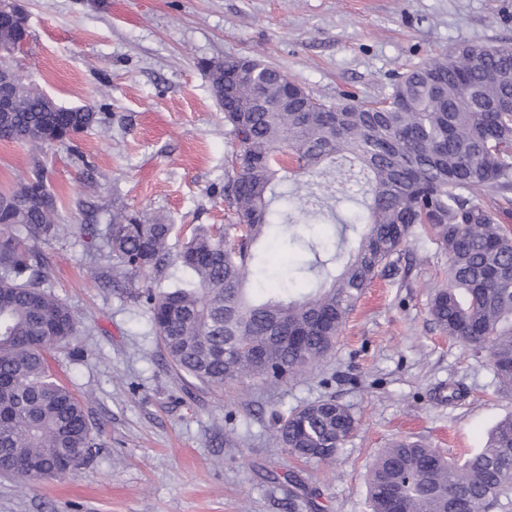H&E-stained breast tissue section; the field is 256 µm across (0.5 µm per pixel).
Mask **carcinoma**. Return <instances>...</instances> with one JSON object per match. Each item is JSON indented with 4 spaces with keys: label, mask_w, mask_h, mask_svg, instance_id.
Instances as JSON below:
<instances>
[{
    "label": "carcinoma",
    "mask_w": 512,
    "mask_h": 512,
    "mask_svg": "<svg viewBox=\"0 0 512 512\" xmlns=\"http://www.w3.org/2000/svg\"><path fill=\"white\" fill-rule=\"evenodd\" d=\"M246 61L256 85L232 87L224 131L239 145L225 172L224 200L240 234L201 225L178 252L174 225L162 215L112 212L95 251L109 286L142 285L138 297L175 367L203 385L293 379L327 357L378 271L392 275L415 230L448 258V280L429 303L434 323L474 355L486 354L505 395L512 394V232L477 200L512 202V49L459 45L451 55L400 75L382 102L346 94L327 103L258 59L229 56L204 65L224 104V74ZM16 106L0 112L6 139L39 150L71 142L101 121L90 106L54 111L55 103L19 83ZM345 159L347 189L366 182L363 208L341 221L357 233L336 244L310 242L338 269L314 259L320 279L307 292L283 288L261 298L252 280L268 277L259 244L297 238L295 224L321 211L315 183L297 176ZM61 198L33 177L0 192V475L20 482L50 477L65 460H93L97 443L84 405L50 368L49 354L70 346L78 322L45 289L49 261L41 245L61 232L96 239L86 224L58 223ZM355 419L326 398L279 417L276 443L306 460L342 451ZM371 512H490L512 494V415L486 446L452 460L419 441L383 449L367 475Z\"/></svg>",
    "instance_id": "carcinoma-1"
}]
</instances>
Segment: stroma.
<instances>
[{"label": "stroma", "mask_w": 512, "mask_h": 512, "mask_svg": "<svg viewBox=\"0 0 512 512\" xmlns=\"http://www.w3.org/2000/svg\"><path fill=\"white\" fill-rule=\"evenodd\" d=\"M29 38L18 79L102 120L41 155L61 223L93 206L166 215L179 249L197 225L229 224L235 151L202 65L258 58L315 97H388L398 74L460 44L512 47V0H20ZM33 150L0 141V190L28 180ZM46 284L80 323L55 377L85 399L95 459L62 479L0 477V512H369L366 474L382 448L421 439L444 455L483 448L512 414L486 357L434 325L447 262L409 236L396 276H378L330 355L296 380L209 387L171 364L136 289L105 287V263L63 233L43 246ZM461 397L448 401L452 390ZM332 397L357 420L333 463L277 447L275 416Z\"/></svg>", "instance_id": "1"}]
</instances>
